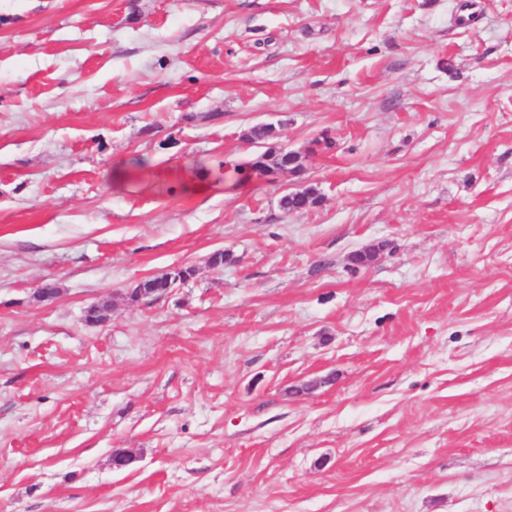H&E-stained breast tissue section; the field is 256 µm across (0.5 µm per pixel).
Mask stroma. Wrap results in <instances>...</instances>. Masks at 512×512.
Masks as SVG:
<instances>
[{
    "label": "stroma",
    "instance_id": "obj_1",
    "mask_svg": "<svg viewBox=\"0 0 512 512\" xmlns=\"http://www.w3.org/2000/svg\"><path fill=\"white\" fill-rule=\"evenodd\" d=\"M0 512H512V0H0ZM273 132V128L266 125L252 128L247 135V138L252 142H266L270 145L265 151L257 153L247 164L248 169L260 178L285 168L296 171L300 167L296 162L297 155L274 150L277 146L272 143L275 139L272 138ZM318 202L315 190L307 188L302 191L286 192L281 196V206L284 211L292 212L313 207ZM195 270L191 266L176 267L172 272L166 273L162 276L148 279L134 288L129 295V299L133 302L138 301L140 290L149 292L151 295L164 293L168 288H171L176 281L188 280L194 275Z\"/></svg>",
    "mask_w": 512,
    "mask_h": 512
}]
</instances>
